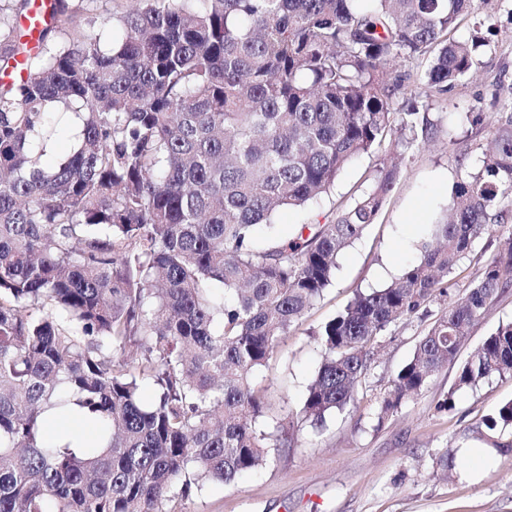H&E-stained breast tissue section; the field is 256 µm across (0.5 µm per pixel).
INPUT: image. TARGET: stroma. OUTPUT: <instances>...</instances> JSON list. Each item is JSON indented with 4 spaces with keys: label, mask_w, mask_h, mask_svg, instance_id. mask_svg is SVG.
<instances>
[{
    "label": "stroma",
    "mask_w": 512,
    "mask_h": 512,
    "mask_svg": "<svg viewBox=\"0 0 512 512\" xmlns=\"http://www.w3.org/2000/svg\"><path fill=\"white\" fill-rule=\"evenodd\" d=\"M70 5L75 26L86 31L133 8L131 0H70ZM473 35L484 37L486 45L471 77L436 98L426 97L423 87L412 90L419 110L434 124L431 139L362 155L316 203L276 216L285 237L301 224L334 217L369 190V177L381 163L399 161L400 174L379 219L338 255L331 285L257 378L271 403L266 420H292L295 446L272 451L265 465L233 485L209 484L173 502L174 512H512V454L492 448L481 426L512 399V377L454 387L460 362L499 324L512 321V288L475 323L456 362L398 412L378 417L377 403L444 302L432 303L428 317L391 324L353 402L329 416L324 427L314 428L300 413L322 361L312 329L337 316L357 292L389 284L419 257L426 227L444 215L459 172L481 170L488 121L512 114V0H483L456 31L460 39ZM464 447L486 448L490 455L475 469L461 456Z\"/></svg>",
    "instance_id": "obj_1"
}]
</instances>
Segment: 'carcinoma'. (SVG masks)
Listing matches in <instances>:
<instances>
[{"label":"carcinoma","mask_w":512,"mask_h":512,"mask_svg":"<svg viewBox=\"0 0 512 512\" xmlns=\"http://www.w3.org/2000/svg\"><path fill=\"white\" fill-rule=\"evenodd\" d=\"M96 32L54 0L35 49L0 17V512H173L203 481L230 485L291 446L294 422L256 428L254 384L375 222L399 171L331 220L283 239L274 217L328 193L356 157L428 139L397 107L402 60L425 58L430 96L475 70L454 33L475 0H134ZM57 112L80 121L71 152ZM483 171L458 176L446 217L389 285L313 331L324 357L301 414L354 399L380 336L448 296L474 242L500 244L442 312L379 401L396 411L456 358L512 286V116L489 123ZM512 375V321L459 367L455 388ZM156 391L141 401L144 384ZM95 428L46 441L51 416ZM483 424L512 452V400Z\"/></svg>","instance_id":"1"}]
</instances>
